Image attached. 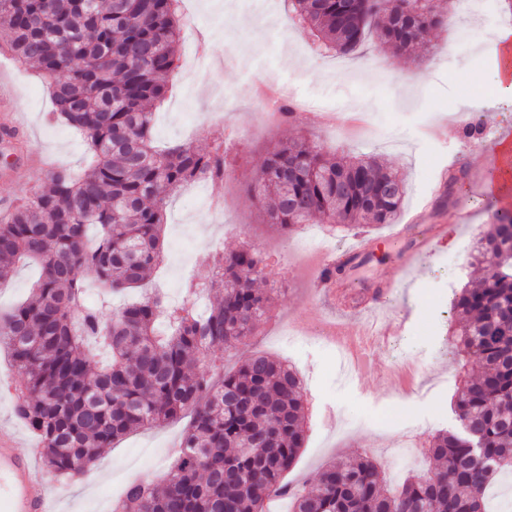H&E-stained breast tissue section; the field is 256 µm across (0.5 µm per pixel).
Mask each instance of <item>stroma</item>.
Listing matches in <instances>:
<instances>
[{"label": "stroma", "mask_w": 512, "mask_h": 512, "mask_svg": "<svg viewBox=\"0 0 512 512\" xmlns=\"http://www.w3.org/2000/svg\"><path fill=\"white\" fill-rule=\"evenodd\" d=\"M470 23L453 15L450 25L431 30L404 55L392 54L372 35L355 55L339 57L315 50L294 25L287 0L183 2L180 63L169 79L171 93L155 108V138L161 145L184 142L198 149L223 140L229 166L224 181L208 187L209 197L220 200V211H188L182 194L169 203L164 260L144 289L160 291L167 305L176 306L188 282L210 276L216 251L251 246L264 256L265 277L257 286L275 291L268 319L254 336L232 349H215L211 357L230 370L265 354L302 373L306 439L287 476L290 485L314 482L330 461L362 451L391 472L409 428L420 446L402 473L430 468L424 449L436 434L456 425L453 399L461 374L450 305L461 288L483 275L474 253L491 222L487 188L498 165L491 146L500 131H512V112H499L486 123L483 140L463 134L470 119L461 102H488L493 93V63L484 50L487 31H480L469 49L455 46L459 29ZM274 79L288 83L308 104L288 120L265 124L251 88ZM0 80L12 85L14 106L27 123L10 151L11 166H0V203L7 204L47 183V170L25 168L28 152L79 173L85 146L70 128L49 122L50 97L31 70L0 54ZM298 138L332 156L373 154L392 166L407 186L400 223L417 216L425 228L449 223L455 213L468 217L454 246L439 245L406 277L399 270L397 245L388 238L391 225H372L358 235L337 223L327 225L332 250L361 237L376 242L366 267L341 276L344 301L356 294L353 285H360L357 294L366 298L389 279H405L381 307L398 332L362 349L350 380L343 376L336 345L319 339L332 319L314 280L319 253H294L289 240L262 223L248 191L270 151ZM451 155L466 164L468 176L463 193L443 204L440 163ZM189 422L185 416L116 441L98 458L94 480L50 487L55 512H112L129 482L142 478L163 484Z\"/></svg>", "instance_id": "obj_1"}]
</instances>
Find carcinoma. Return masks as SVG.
Segmentation results:
<instances>
[{
    "instance_id": "obj_1",
    "label": "carcinoma",
    "mask_w": 512,
    "mask_h": 512,
    "mask_svg": "<svg viewBox=\"0 0 512 512\" xmlns=\"http://www.w3.org/2000/svg\"><path fill=\"white\" fill-rule=\"evenodd\" d=\"M289 0L293 19L322 52L348 55L375 31L396 54L451 22L436 0ZM181 0H0V44L48 86L53 117L86 146L87 169L50 170L48 184L0 214V282L35 260L32 295L0 313V351L24 373L14 410L42 447L45 472H88L129 434L191 415L177 459L159 490L130 482L115 512H265L288 490L305 437L303 380L286 363L255 355L213 380L215 348L251 335L272 297L253 288L265 259L255 249L222 255L213 276L166 306L148 295L104 314L86 302L80 270L106 294L144 285L162 261L168 202L202 177L224 180L221 145L201 153L184 143L154 145L152 108L179 67ZM461 165L446 193H462ZM263 221L284 236L314 217L352 231L392 224L405 186L374 157H329L305 139L274 148L251 186ZM493 222L476 260L491 269L452 305L456 348L481 369L458 389L455 417L483 439L472 453L457 430L429 448L440 467L387 481L366 454L327 466L293 494L292 512H488L485 493L512 475V210L491 200ZM223 293L206 311L202 294ZM260 448H244L250 438Z\"/></svg>"
}]
</instances>
